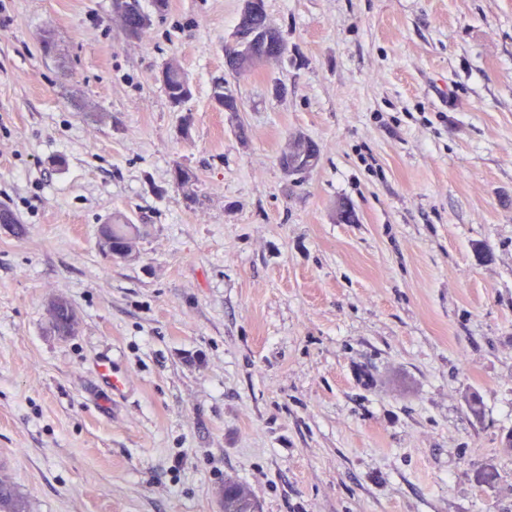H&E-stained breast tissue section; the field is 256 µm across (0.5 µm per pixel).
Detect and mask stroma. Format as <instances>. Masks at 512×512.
Instances as JSON below:
<instances>
[{
  "mask_svg": "<svg viewBox=\"0 0 512 512\" xmlns=\"http://www.w3.org/2000/svg\"><path fill=\"white\" fill-rule=\"evenodd\" d=\"M241 6L167 0L136 40L112 0H0V475L30 512H224L228 480L512 512V0H266L288 52L225 112ZM119 215L131 261L96 245ZM161 82L163 90L174 107H180L192 94V85L180 63L171 59L162 68ZM212 99L217 107L226 112H238L242 108V100L237 91L232 89L224 78L213 85ZM288 155L289 158L298 157L301 159L303 155H305L306 159H312V161L305 160L303 162V167L300 170L302 171L301 173H303L316 166L319 159V150L313 141L308 138L298 137L292 140L288 144V150L281 155L280 163L288 173H295L297 172L300 164L294 161L289 163ZM172 178L176 187L182 191L187 203L195 204L197 202V195L193 188L196 182L195 174L187 168L177 166L173 170ZM50 316L59 334L70 335L75 332L78 320L66 301L60 300L54 302L50 308Z\"/></svg>",
  "mask_w": 512,
  "mask_h": 512,
  "instance_id": "1",
  "label": "stroma"
}]
</instances>
